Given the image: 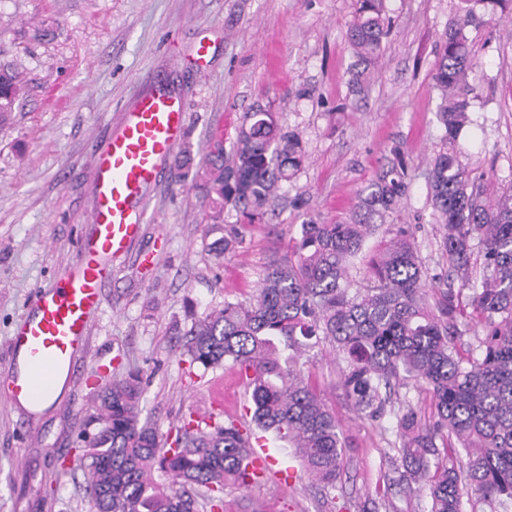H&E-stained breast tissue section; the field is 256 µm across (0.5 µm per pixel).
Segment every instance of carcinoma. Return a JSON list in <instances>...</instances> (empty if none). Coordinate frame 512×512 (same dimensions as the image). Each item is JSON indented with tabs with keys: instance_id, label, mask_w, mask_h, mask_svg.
Wrapping results in <instances>:
<instances>
[{
	"instance_id": "carcinoma-1",
	"label": "carcinoma",
	"mask_w": 512,
	"mask_h": 512,
	"mask_svg": "<svg viewBox=\"0 0 512 512\" xmlns=\"http://www.w3.org/2000/svg\"><path fill=\"white\" fill-rule=\"evenodd\" d=\"M357 2L346 40L355 58L350 83L360 89L383 56L391 20L385 0ZM463 2L434 63L445 143L427 173L448 272L430 276L414 238L399 230L360 279L350 273L407 196L408 168L395 147L348 221L301 224L293 252L269 264L252 299L226 300L186 331L179 355L189 367L230 365L245 378L250 423L209 424L190 414L163 433L142 419L139 374L98 391L96 429L80 461L90 512L220 510L226 483L247 486L272 470L269 463L262 473L249 472L260 433L291 445L330 497L342 459L340 426L297 369L301 356L325 342L341 361L340 383L353 408L373 420L411 381L432 392L434 419L422 422L405 402L394 442L398 482L422 484L428 512H512V187L471 179L457 144L474 91L477 63L466 31L479 21L475 6L493 13L512 0ZM21 93L18 75L0 69V123ZM305 160L300 135L268 110L247 113L231 149L222 140L208 144L194 179L206 191L208 223L223 231L210 244L215 256L243 247L238 225L262 221ZM227 209L236 223L224 224ZM477 244L478 280L471 263ZM473 324L476 341L462 353L456 339ZM157 472L168 484L157 481Z\"/></svg>"
}]
</instances>
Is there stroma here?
Listing matches in <instances>:
<instances>
[{
  "label": "stroma",
  "mask_w": 512,
  "mask_h": 512,
  "mask_svg": "<svg viewBox=\"0 0 512 512\" xmlns=\"http://www.w3.org/2000/svg\"><path fill=\"white\" fill-rule=\"evenodd\" d=\"M392 28L363 92H353L345 33L356 0H0V68L23 95L0 126V370L8 339L38 290L74 262L92 202L89 156L145 91L163 87L186 107L187 134L142 195L143 223L112 258L86 354L64 393L35 415L0 390V512H88L83 472L61 471L83 444L97 381L139 373L143 413L161 430L188 413L241 419L249 403L233 368L184 373L175 348L190 313L252 297L273 257L290 253L302 222L348 218L392 148L411 175L395 226L414 237L432 273L448 262L428 198L427 168L443 146L433 80L437 42L461 0H386ZM512 16L469 28L480 62L459 145L471 178L512 184ZM209 55L198 64L196 48ZM276 112L300 133L308 161L275 215L241 225L245 247L215 257V233L192 181L210 138L232 144L246 112ZM190 157L188 167L177 166ZM301 373L342 426L336 496L322 497L290 448L269 442L279 475L224 488V512H366L394 502L425 512L418 485L389 488L393 398L378 421L358 417L329 347Z\"/></svg>",
  "instance_id": "35a3bbf8"
}]
</instances>
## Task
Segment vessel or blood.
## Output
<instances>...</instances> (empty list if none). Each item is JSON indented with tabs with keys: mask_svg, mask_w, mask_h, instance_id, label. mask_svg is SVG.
I'll list each match as a JSON object with an SVG mask.
<instances>
[{
	"mask_svg": "<svg viewBox=\"0 0 512 512\" xmlns=\"http://www.w3.org/2000/svg\"><path fill=\"white\" fill-rule=\"evenodd\" d=\"M185 136V106L163 90L143 93L91 158L89 230L74 266L41 291L9 343L5 384L14 402L32 401L39 383L69 373L92 332L110 260L137 237L143 189L161 175Z\"/></svg>",
	"mask_w": 512,
	"mask_h": 512,
	"instance_id": "1",
	"label": "vessel or blood"
}]
</instances>
